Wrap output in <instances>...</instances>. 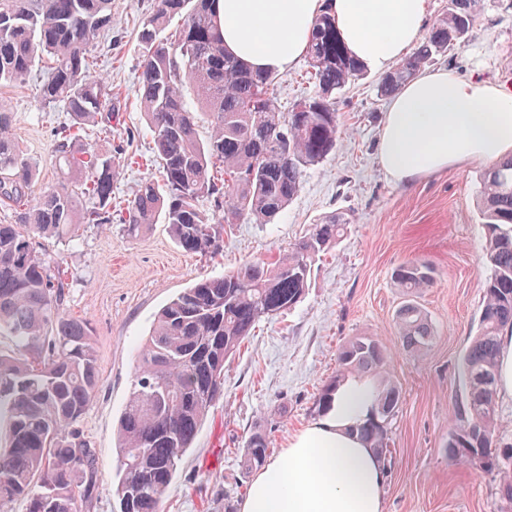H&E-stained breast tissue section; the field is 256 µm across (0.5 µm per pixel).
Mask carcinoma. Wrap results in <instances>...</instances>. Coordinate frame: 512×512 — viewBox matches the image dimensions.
I'll use <instances>...</instances> for the list:
<instances>
[{
  "instance_id": "carcinoma-1",
  "label": "carcinoma",
  "mask_w": 512,
  "mask_h": 512,
  "mask_svg": "<svg viewBox=\"0 0 512 512\" xmlns=\"http://www.w3.org/2000/svg\"><path fill=\"white\" fill-rule=\"evenodd\" d=\"M216 0H154L142 21L135 94L147 123L161 181L147 180L121 209L122 231L135 238L164 218L186 253L220 251L224 225L269 224L300 190L307 169L331 155L339 139L336 93L364 74L345 48L334 20L321 14L307 50L315 91L288 112L278 110L276 73L253 70L224 52ZM482 0H448L423 42L379 78L390 96L463 42ZM112 33V0H0V84H24L44 66L38 98L61 102L80 129L109 134L119 119L112 87L91 75L92 52ZM192 90L196 106L186 99ZM209 134L200 138L198 119ZM12 115L0 102V202L14 220L0 224V512H83L97 482V454L80 423L99 387L93 329L66 311L64 272L45 261L41 242L66 241L80 224L112 216V184L121 157L81 155L69 135L56 147L59 162L82 173L36 191L37 162L24 156L10 133ZM211 197L214 213L198 207ZM478 206L486 228L490 274L483 283L475 334L462 358L464 392L456 398L448 454L458 464L494 472L502 483L505 512H512V443L496 428L498 336L512 329V159L481 176ZM343 213L312 225L277 259L248 261L222 276H202L166 303L140 351V366L118 425V512H161L178 464L212 404L224 395V365L260 323L295 307L308 290L313 267L345 231ZM404 301L396 312L403 346L419 353L433 328L416 301L434 284L424 262L393 272ZM336 375L312 403L324 411L351 375L376 380L373 416L361 436L381 458L400 391L391 378L385 347L372 336L341 345ZM269 443L255 431L245 442L243 468L265 464Z\"/></svg>"
}]
</instances>
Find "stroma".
Instances as JSON below:
<instances>
[{"mask_svg":"<svg viewBox=\"0 0 512 512\" xmlns=\"http://www.w3.org/2000/svg\"><path fill=\"white\" fill-rule=\"evenodd\" d=\"M153 0H113L112 40L96 50L95 75L112 87L120 123L107 137L78 134L96 153L125 150L113 183L120 204L140 184L161 178L143 134L135 96L141 46L137 30ZM436 66L480 75L512 93V0H483L464 43L439 56ZM308 61L280 72L274 97L280 111L312 92ZM375 72L336 96L340 138L335 152L305 174L288 207L270 224L242 223L224 231L216 256L184 252L164 222L127 239L120 221L80 225L75 240L50 244L46 258L68 275L70 314L94 328L100 383L81 423L98 457L97 490L85 512H115L117 426L132 391L138 354L160 308L201 276H220L243 262L270 261L287 251L324 216L346 213L343 237L316 261L305 298L277 319L261 323L224 367V395L204 420L163 500V512H224V495L243 499L244 442L265 434L270 458L313 418L317 391L336 373L337 350L355 336L381 339L390 375L401 392L391 424L390 469L384 512H500L499 480L456 464L448 455L452 403L461 390V360L474 334L489 273L485 227L477 207L484 163L423 178L405 186L390 181L378 163L379 128L387 97ZM12 112L11 134L36 161L38 185H55L57 134L70 122L63 104L42 107L35 83L0 87ZM420 259L435 282L419 297L434 335L421 353L405 351L396 311L402 295L393 270Z\"/></svg>","mask_w":512,"mask_h":512,"instance_id":"stroma-1","label":"stroma"}]
</instances>
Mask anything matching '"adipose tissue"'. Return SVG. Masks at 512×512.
<instances>
[{
    "instance_id": "obj_1",
    "label": "adipose tissue",
    "mask_w": 512,
    "mask_h": 512,
    "mask_svg": "<svg viewBox=\"0 0 512 512\" xmlns=\"http://www.w3.org/2000/svg\"><path fill=\"white\" fill-rule=\"evenodd\" d=\"M428 0H217L226 51L261 70L305 56L316 17L330 13L347 49L383 71L425 28ZM512 157V94L445 67L421 70L394 95L380 130L379 164L394 183ZM377 383L346 379L325 413L256 472L239 512H383L385 465L357 428L372 415Z\"/></svg>"
}]
</instances>
